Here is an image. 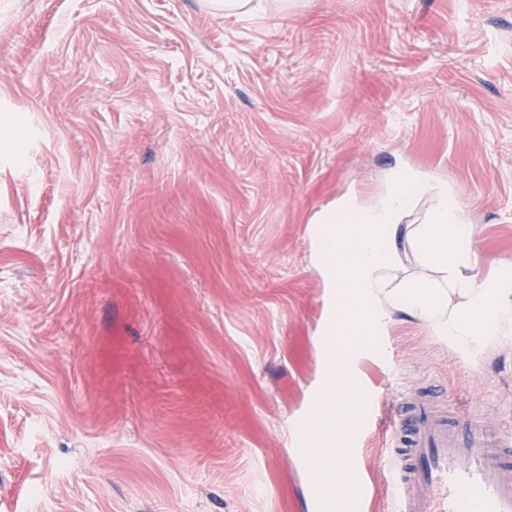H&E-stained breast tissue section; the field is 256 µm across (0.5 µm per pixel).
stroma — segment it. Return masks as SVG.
Segmentation results:
<instances>
[{
	"mask_svg": "<svg viewBox=\"0 0 512 512\" xmlns=\"http://www.w3.org/2000/svg\"><path fill=\"white\" fill-rule=\"evenodd\" d=\"M400 173L512 267V0H0V512H308L316 222ZM384 342L512 429V343Z\"/></svg>",
	"mask_w": 512,
	"mask_h": 512,
	"instance_id": "35a3bbf8",
	"label": "stroma"
}]
</instances>
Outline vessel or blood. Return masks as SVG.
<instances>
[{"mask_svg": "<svg viewBox=\"0 0 512 512\" xmlns=\"http://www.w3.org/2000/svg\"><path fill=\"white\" fill-rule=\"evenodd\" d=\"M315 410L293 456L310 512H512V432L467 408L456 389H429L398 402L392 450L380 461L382 483L368 482L354 449L374 423L377 394L350 380L331 343L321 349ZM356 404L342 418L336 409Z\"/></svg>", "mask_w": 512, "mask_h": 512, "instance_id": "b4317fda", "label": "vessel or blood"}]
</instances>
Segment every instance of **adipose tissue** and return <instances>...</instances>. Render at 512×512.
<instances>
[{"instance_id": "adipose-tissue-1", "label": "adipose tissue", "mask_w": 512, "mask_h": 512, "mask_svg": "<svg viewBox=\"0 0 512 512\" xmlns=\"http://www.w3.org/2000/svg\"><path fill=\"white\" fill-rule=\"evenodd\" d=\"M419 192L406 183L363 210L342 207L336 224L324 225L322 265L339 317H365L386 331L401 313L462 356L479 358L512 338V274H479L472 227L447 189L436 190L430 222L404 223Z\"/></svg>"}]
</instances>
